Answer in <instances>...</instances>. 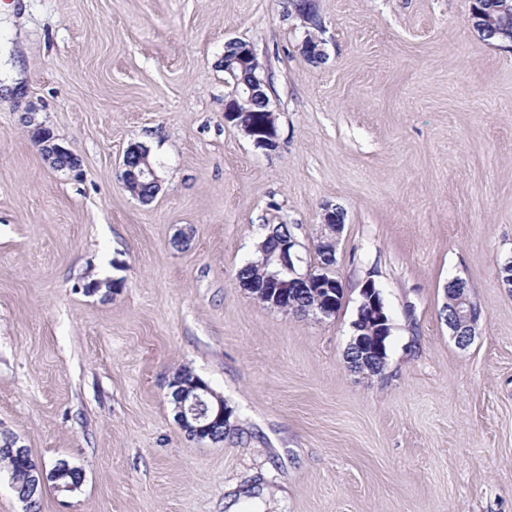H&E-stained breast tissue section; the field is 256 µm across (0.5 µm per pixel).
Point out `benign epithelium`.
I'll return each mask as SVG.
<instances>
[{"label":"benign epithelium","instance_id":"benign-epithelium-1","mask_svg":"<svg viewBox=\"0 0 512 512\" xmlns=\"http://www.w3.org/2000/svg\"><path fill=\"white\" fill-rule=\"evenodd\" d=\"M227 83L232 85L230 99L224 105V121L230 123L237 116L239 104L237 99L244 96L250 102L263 96V88L267 81L255 75L252 83L240 88L232 69L226 70ZM247 134L257 148L273 150L278 146V129L276 115L271 110L264 111L263 118L251 125ZM31 138L39 147L43 157L57 169H74L79 166V159L68 147L56 143L53 131L44 126L31 130ZM122 179L124 185L136 184L149 187L146 194L139 196L143 202L152 200L159 190V177L153 164L149 161V150L142 145H131L124 153L122 161ZM343 212L335 207H324L320 236L315 244V253L319 261L317 269L300 272L302 257L299 254V242L294 236L288 237L279 243L276 251L270 253V269L266 273L268 285L275 290L287 288L291 284L304 283L309 287L325 293L323 297H316V305L311 314L316 317L330 318L342 307L344 302V288L332 271L336 263L337 246L344 231ZM453 289V298L450 303L443 304L442 311L446 312L445 321L452 331L459 347L469 345L475 334V325L479 312L471 301L466 282L455 278L447 283ZM360 295L364 302L357 307V311L374 324V329L354 335L347 347L346 363L355 359L365 361V357L373 354L375 358L371 366L380 367L385 364L384 338L390 336L391 325L386 313L384 303L379 291L371 281H366L361 288ZM169 395L174 404V418L179 428L191 439L197 441H217L215 432L220 427L228 426L229 410L224 406V399L216 395L204 380H199L195 390L187 393L182 390L178 377L169 382ZM16 455L27 463V483L17 489L19 500L25 504L30 501V491L45 488L52 484L59 492L78 489L76 485L61 486L58 480L62 473L70 469L69 462L58 459L48 465L38 461L28 454L24 446L17 447Z\"/></svg>","mask_w":512,"mask_h":512}]
</instances>
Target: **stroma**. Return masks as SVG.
Returning <instances> with one entry per match:
<instances>
[{"instance_id": "1", "label": "stroma", "mask_w": 512, "mask_h": 512, "mask_svg": "<svg viewBox=\"0 0 512 512\" xmlns=\"http://www.w3.org/2000/svg\"><path fill=\"white\" fill-rule=\"evenodd\" d=\"M6 3L0 431L84 474L39 512H512V50L470 0H313L315 31L289 0ZM232 39L262 66L274 150L224 121ZM39 124L77 169L43 159ZM133 144L160 180L147 203L123 185ZM327 205L335 316L240 287L272 217L316 264ZM102 278L119 289L84 292ZM455 278L480 310L465 348L440 316ZM369 280L391 321L374 377L344 360ZM185 368L231 408L223 441L177 425Z\"/></svg>"}]
</instances>
